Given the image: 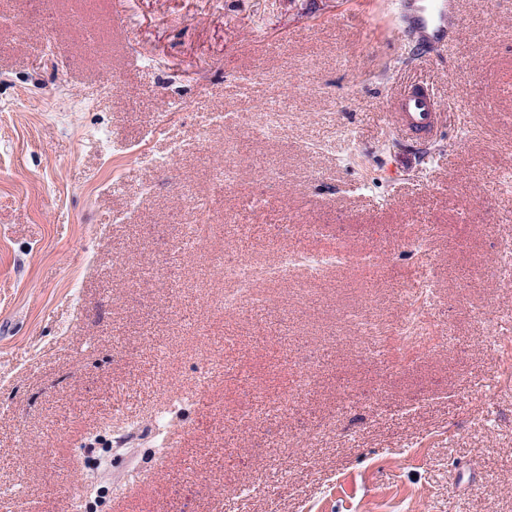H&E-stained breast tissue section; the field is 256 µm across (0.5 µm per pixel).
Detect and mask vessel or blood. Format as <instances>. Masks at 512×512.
Returning <instances> with one entry per match:
<instances>
[{"label":"vessel or blood","mask_w":512,"mask_h":512,"mask_svg":"<svg viewBox=\"0 0 512 512\" xmlns=\"http://www.w3.org/2000/svg\"><path fill=\"white\" fill-rule=\"evenodd\" d=\"M392 7L396 21L424 50L448 40L460 15L459 0H393ZM439 117L435 95L419 84L401 90L391 114L393 125L422 138L433 134Z\"/></svg>","instance_id":"vessel-or-blood-1"}]
</instances>
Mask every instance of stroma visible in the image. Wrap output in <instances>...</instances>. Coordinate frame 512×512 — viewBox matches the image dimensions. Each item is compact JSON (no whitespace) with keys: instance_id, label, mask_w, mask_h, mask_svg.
<instances>
[{"instance_id":"obj_1","label":"stroma","mask_w":512,"mask_h":512,"mask_svg":"<svg viewBox=\"0 0 512 512\" xmlns=\"http://www.w3.org/2000/svg\"><path fill=\"white\" fill-rule=\"evenodd\" d=\"M75 9L53 0L28 18L0 0L16 21L0 26V512H17L16 496L29 512H512V384L476 316L512 311L491 274L512 246V0H465L451 43L430 53L385 0H93L95 55ZM49 37L70 68L51 63ZM106 68L118 78L103 98ZM414 83L443 107L425 148L388 117ZM245 94L259 109L287 99V132L233 123L196 153L195 115ZM174 98L188 111L150 148L186 152L162 173L133 168L125 147ZM228 143L238 182L224 193L211 176ZM269 164L279 181H265ZM145 184L147 205L113 223ZM186 188L212 228L176 255L183 281L169 288L146 269L181 229ZM287 220L325 233L275 236ZM422 235L438 288L409 338L407 250ZM228 250L258 266L284 250L353 261L306 288L269 285L286 321L212 317ZM347 306L382 324L383 363L361 359L367 338L336 316ZM444 329L453 350L435 340ZM209 349L239 376L210 374L203 398L176 406ZM293 358L317 371L296 410L243 429L254 393L292 387ZM160 405L164 446L115 452L113 436ZM244 484L259 495L240 496Z\"/></svg>"}]
</instances>
